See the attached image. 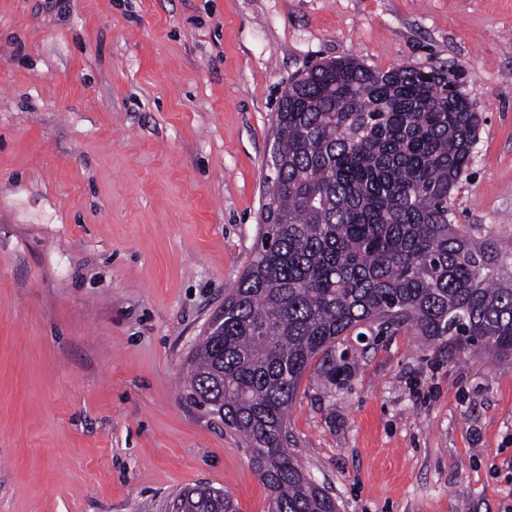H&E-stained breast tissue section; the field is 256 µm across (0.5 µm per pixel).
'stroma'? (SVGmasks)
I'll return each mask as SVG.
<instances>
[{
	"mask_svg": "<svg viewBox=\"0 0 512 512\" xmlns=\"http://www.w3.org/2000/svg\"><path fill=\"white\" fill-rule=\"evenodd\" d=\"M453 70L451 218L512 251V0H0V512L270 497L188 358L252 260L278 101L312 64ZM289 451L340 512H512V360L342 337ZM172 509L175 512H237L229 494L210 487L185 490L173 501Z\"/></svg>",
	"mask_w": 512,
	"mask_h": 512,
	"instance_id": "obj_1",
	"label": "stroma"
}]
</instances>
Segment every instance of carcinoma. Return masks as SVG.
Masks as SVG:
<instances>
[{"mask_svg":"<svg viewBox=\"0 0 512 512\" xmlns=\"http://www.w3.org/2000/svg\"><path fill=\"white\" fill-rule=\"evenodd\" d=\"M453 72L323 61L284 88L271 174L276 222L190 357L193 398L243 438L270 512H338L288 452V408L311 364L336 380V342L408 328L461 355L512 359V253L454 224L478 113ZM174 512H236L194 487Z\"/></svg>","mask_w":512,"mask_h":512,"instance_id":"carcinoma-1","label":"carcinoma"}]
</instances>
